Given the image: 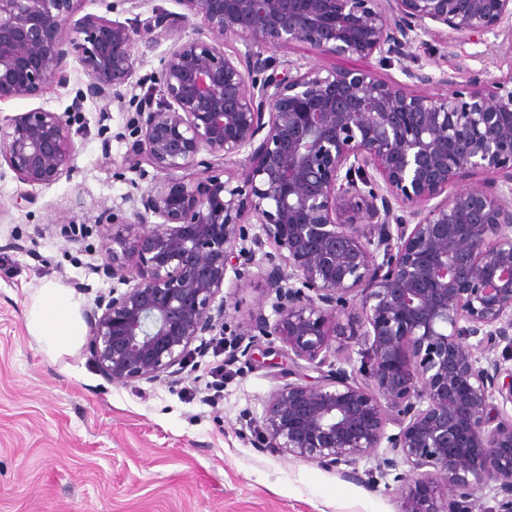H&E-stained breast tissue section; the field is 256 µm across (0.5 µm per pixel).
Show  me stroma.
<instances>
[{"instance_id":"stroma-1","label":"stroma","mask_w":512,"mask_h":512,"mask_svg":"<svg viewBox=\"0 0 512 512\" xmlns=\"http://www.w3.org/2000/svg\"><path fill=\"white\" fill-rule=\"evenodd\" d=\"M176 38L157 29L135 45L132 91L152 86ZM411 53L410 66L459 88L512 70L490 34L429 38ZM68 76L39 95L0 102L1 119L44 107L88 130L75 140L70 175L52 186L23 184L0 167V512H399L392 478L370 488L255 445L253 420L294 369L276 337H257L251 356L237 348L257 312L274 314L257 266L227 276L224 333L196 341L182 376L116 385L86 346L54 362L41 353L25 312L42 285L66 288L84 310L111 287L94 271L99 235L70 241L65 223L95 226L104 210H130L153 185L124 165L127 112L92 100L73 111L85 79L77 59ZM22 194L32 201L19 208Z\"/></svg>"}]
</instances>
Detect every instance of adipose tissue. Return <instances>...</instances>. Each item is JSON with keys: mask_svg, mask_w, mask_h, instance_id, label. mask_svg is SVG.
Returning <instances> with one entry per match:
<instances>
[{"mask_svg": "<svg viewBox=\"0 0 512 512\" xmlns=\"http://www.w3.org/2000/svg\"><path fill=\"white\" fill-rule=\"evenodd\" d=\"M25 326L44 354L53 360L71 353L87 333L79 302L53 283L46 284L33 297Z\"/></svg>", "mask_w": 512, "mask_h": 512, "instance_id": "ef3b65f1", "label": "adipose tissue"}]
</instances>
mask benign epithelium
Returning a JSON list of instances; mask_svg holds the SVG:
<instances>
[{
	"label": "benign epithelium",
	"instance_id": "benign-epithelium-1",
	"mask_svg": "<svg viewBox=\"0 0 512 512\" xmlns=\"http://www.w3.org/2000/svg\"><path fill=\"white\" fill-rule=\"evenodd\" d=\"M76 2L0 0V102L64 82L74 52L81 98L131 113L128 168L165 174L131 215H102L96 273L121 287L85 318L105 377L181 374L194 342L224 330L227 273L254 264L276 320L259 312L253 331L318 373L271 394L261 447L332 470L385 441L400 512H479L489 480L505 494L496 512H512V70L463 91L405 64L431 35L500 36L512 56V0H180L176 27L193 36L130 97L140 19L76 20ZM229 40L245 51L227 54ZM297 45L376 55L441 90L373 69L277 73L275 52ZM74 153L58 112L0 121V161L24 184L70 176ZM198 166L204 180H174ZM488 171L498 180L476 179ZM342 339L360 366H340Z\"/></svg>",
	"mask_w": 512,
	"mask_h": 512
}]
</instances>
